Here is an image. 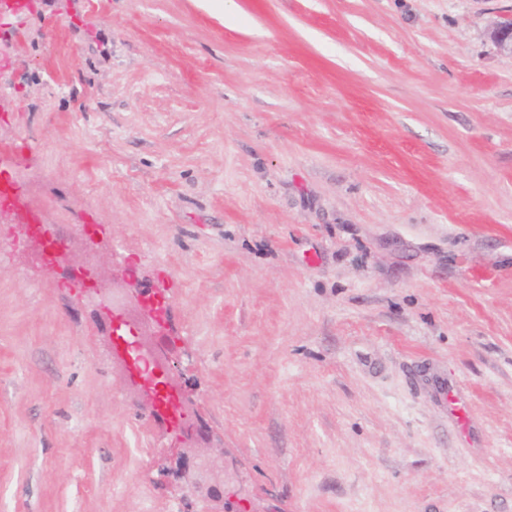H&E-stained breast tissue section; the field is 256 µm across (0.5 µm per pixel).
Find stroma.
<instances>
[{"label": "stroma", "instance_id": "obj_1", "mask_svg": "<svg viewBox=\"0 0 512 512\" xmlns=\"http://www.w3.org/2000/svg\"><path fill=\"white\" fill-rule=\"evenodd\" d=\"M512 0H37L0 46V512H512ZM163 307L184 439L81 284ZM1 209H8L16 213L20 222L24 224L41 223L42 217L40 213L31 209L24 198L19 187L14 188L11 193L2 194L0 200Z\"/></svg>", "mask_w": 512, "mask_h": 512}]
</instances>
